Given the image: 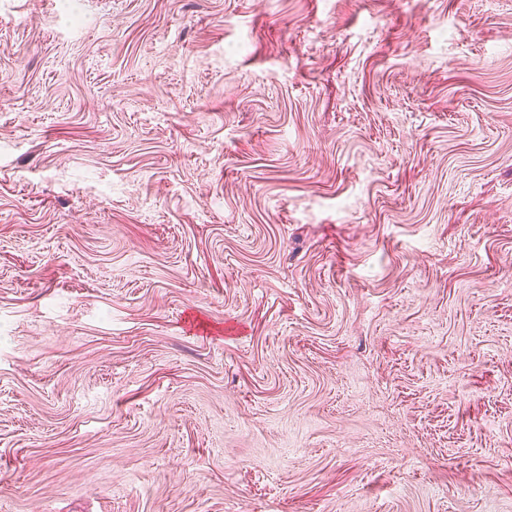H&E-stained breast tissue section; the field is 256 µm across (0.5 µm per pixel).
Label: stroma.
I'll list each match as a JSON object with an SVG mask.
<instances>
[{"label": "stroma", "mask_w": 512, "mask_h": 512, "mask_svg": "<svg viewBox=\"0 0 512 512\" xmlns=\"http://www.w3.org/2000/svg\"><path fill=\"white\" fill-rule=\"evenodd\" d=\"M0 0V512H512V0Z\"/></svg>", "instance_id": "35a3bbf8"}]
</instances>
